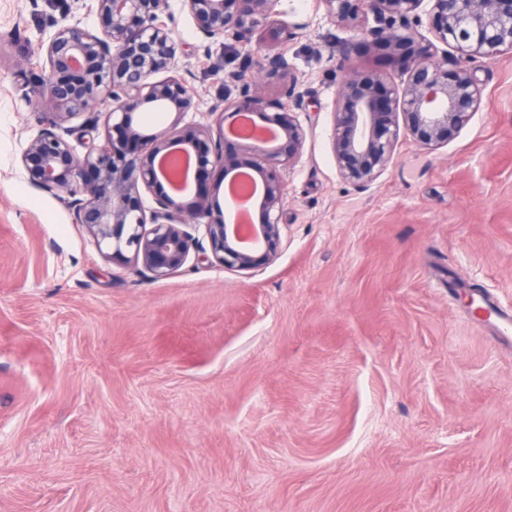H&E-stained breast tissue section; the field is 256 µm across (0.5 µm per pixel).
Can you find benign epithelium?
Returning a JSON list of instances; mask_svg holds the SVG:
<instances>
[{"instance_id": "obj_1", "label": "benign epithelium", "mask_w": 512, "mask_h": 512, "mask_svg": "<svg viewBox=\"0 0 512 512\" xmlns=\"http://www.w3.org/2000/svg\"><path fill=\"white\" fill-rule=\"evenodd\" d=\"M99 21L90 30L75 20L59 26L40 44L48 74L39 94L51 110L48 127L30 140L20 165L34 187L53 194L72 211L98 249L112 261L132 262L140 273L166 279L189 259L226 270L250 273L279 255L285 185L280 168L303 148L304 131L296 115L304 96L296 91L283 54L269 56L256 46L237 71L239 95L220 112L217 126L197 125L188 135L176 126L159 133L134 127L132 105L183 115L196 108L197 90L178 69V45L170 35L168 0H93ZM327 16L350 29H363L369 47L386 50L385 63L407 74L402 86L389 85L382 74L361 75L347 65L350 48L341 51L345 76L333 112L332 150L341 177L365 188L393 160L399 133L423 148L454 140L480 104L482 90L472 65L493 61L512 51V0H431L429 24L436 40L455 49L453 70L436 59L437 46L421 42L418 27L423 0H321ZM274 0H184L195 18L205 50L210 45L252 44L256 30L269 18ZM374 25H369V22ZM288 77L286 101L266 98L254 71ZM160 72L169 76L152 80ZM109 134L101 141L91 122H70L106 100ZM250 113L259 127L273 132L267 140L249 139L224 130L231 117ZM123 134L114 139L111 131ZM79 134V155L69 136ZM240 140L251 155L245 164L224 152L228 137ZM189 165L223 170L224 178L248 170L260 190L246 208L260 213L248 224L253 243L246 244L238 225L215 220L211 200L196 193L184 206L174 196L155 192L157 160L174 150ZM154 196L145 206L143 193ZM203 230L202 237L195 231Z\"/></svg>"}]
</instances>
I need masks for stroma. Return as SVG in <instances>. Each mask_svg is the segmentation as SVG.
<instances>
[{
  "mask_svg": "<svg viewBox=\"0 0 512 512\" xmlns=\"http://www.w3.org/2000/svg\"><path fill=\"white\" fill-rule=\"evenodd\" d=\"M91 0H0V512H512V343L452 291L512 311V53L477 64L448 144L400 136L363 189L331 145L339 50L384 51L321 0H276L304 94L284 169L278 258L250 274L187 263L164 280L107 260L19 165L47 109L39 44ZM194 111L138 108L160 132L213 122L243 50L203 51L170 0Z\"/></svg>",
  "mask_w": 512,
  "mask_h": 512,
  "instance_id": "1",
  "label": "stroma"
}]
</instances>
